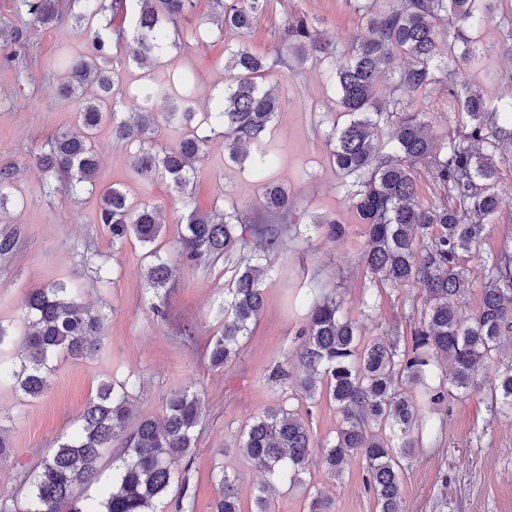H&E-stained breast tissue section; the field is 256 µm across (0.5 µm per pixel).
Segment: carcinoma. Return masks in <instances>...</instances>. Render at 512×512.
Masks as SVG:
<instances>
[{
  "mask_svg": "<svg viewBox=\"0 0 512 512\" xmlns=\"http://www.w3.org/2000/svg\"><path fill=\"white\" fill-rule=\"evenodd\" d=\"M196 2L71 0L62 12L57 0H16L22 25L0 31V65L5 68L17 67L20 50L43 27L67 18L79 25L97 23L90 27V54L62 58L66 77L58 91L82 98L76 115L80 132H59L37 155V165L50 189L58 182L65 193L75 195L96 187L99 160L93 135L110 107L114 117L133 114L131 121L112 122L113 138L129 147L133 170L161 175L187 196L210 141L206 132L220 129L228 158L249 163L262 181L266 212L291 224L296 206L288 188L267 178L276 161L268 143L279 100L264 82L290 50L300 65L310 57L327 63L334 104L349 116L327 133L330 160L338 171L356 178L351 201L366 226L364 265L380 283L418 287L425 304L411 344L402 348L396 338L361 343L358 323L343 313L336 295L312 302L299 332L304 375L295 385L311 398L317 384H325L337 404L340 426L321 448L328 474L341 476L348 458L359 454L379 512H404L402 475L421 449L420 411H441L454 392L472 391L487 379L492 407L512 414V365L492 373L488 366L501 336L512 331L511 247L492 257L478 309L468 316L462 307L470 282L460 257L480 251L486 228L496 218L501 152L503 145L512 144V74L502 77L507 92L496 101L485 98L475 84L455 80L456 70L479 59L473 32L491 7L481 5L483 0H393L375 13L364 5L363 31L343 53L321 38L306 16L290 17L282 30V48L271 55L255 53L243 43L225 49L228 83L204 112L192 111L187 100L150 80L129 96L118 79L122 61L113 50L130 38L131 60L153 69L169 47L184 40L182 22ZM213 2L216 25L243 38L268 0ZM129 14L127 28L122 20ZM397 55L407 60L396 80L401 97L382 103L379 81ZM436 89L447 92L461 120L442 144L426 133L427 112L413 105ZM160 116L183 121L192 131L172 146L160 144L155 139ZM421 168L443 191L434 203L418 201ZM98 223L108 226L114 242L133 236L151 245L163 230L156 207L132 202L114 186L101 193ZM240 224L234 209L190 211L178 240L179 255L192 262L204 255L232 254L244 244L237 235ZM150 257L145 279L157 295L168 283L171 267L157 250ZM227 292L224 329L208 344L213 368L232 360L264 308L262 283L253 266L237 271ZM76 295L64 282L30 291L24 348L17 356L0 355V376L14 380L31 397L48 388L53 357L81 358L100 348L103 320L78 303ZM133 386L101 384L75 433L49 449L28 477L25 512H156V502L173 481L171 464L195 448L202 398L191 388L175 391L166 398L161 421L144 418L130 431ZM116 446L120 453L112 483L91 502L82 491L98 480L103 454ZM239 447L256 469L294 487L304 484L314 444L304 420L277 404L249 424ZM221 482L224 495L214 512H240L242 487L227 473Z\"/></svg>",
  "mask_w": 512,
  "mask_h": 512,
  "instance_id": "cac0c4a2",
  "label": "carcinoma"
}]
</instances>
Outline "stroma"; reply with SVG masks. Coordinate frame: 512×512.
Wrapping results in <instances>:
<instances>
[{
    "label": "stroma",
    "instance_id": "35a3bbf8",
    "mask_svg": "<svg viewBox=\"0 0 512 512\" xmlns=\"http://www.w3.org/2000/svg\"><path fill=\"white\" fill-rule=\"evenodd\" d=\"M386 9L390 0H268L247 45L256 52L277 46L283 25L292 16H307L319 31L345 49L360 32L362 5ZM212 0H199L184 21L185 44L160 59L157 78L189 75L198 101H211L224 89V48L237 45L234 33H218L209 18ZM512 30V0H499L478 32L483 48L479 68L466 74L486 98L501 95L502 75L512 64L498 46ZM89 42L74 24H53L37 32L26 48L22 70L0 67V167L17 175L0 208V236L14 235L17 246L0 255V325L11 338L8 353H17L25 329L24 301L28 292L58 282L78 288L81 303L105 318L102 348L94 356L58 357L51 362L49 387L41 396L24 394L12 382L0 384V433L11 451L0 457V501L24 512L27 477L58 439L71 436L87 403L106 381L135 378L133 420L160 418L166 396L192 386L202 395V418L193 453L172 465L174 480L160 500L158 512H177L180 496L194 502V512H213L222 495L223 474L237 477L242 489L241 512H254L249 490L263 474L239 449L252 419L276 403L298 413L315 444L333 439L339 414L325 386L313 397L270 380L274 368L299 378L298 330L306 309L298 298L309 283L321 292H337L345 311L362 325L363 341L393 328L401 342L411 340L414 320L424 305L415 287L393 288L372 280L363 263L365 227L350 207L345 178L330 161L323 120L344 121L333 108L324 65L315 60L276 68L265 84L278 93L280 109L273 124L277 162L271 177L287 187L301 223L327 215L341 219L346 233L330 240L318 232L302 235L285 230L260 205L262 186L232 163L223 138L213 139L197 165L193 193L182 203L168 179L132 173L126 147L112 138V120L104 118L94 145L99 158L96 192L67 195L48 192L35 155L63 129L74 128L76 104L56 88L64 76L61 54H88ZM504 163L497 190L503 207L477 257L463 256L471 284L464 301L475 312L486 282L487 258L512 237V145H504ZM117 186L128 197L161 211L164 226L161 255L173 268L161 296L146 288L144 273L151 259L136 239L113 241L97 221L100 189ZM238 207L244 218L247 247L229 258H203L182 264L178 255L181 222L189 209L212 212L215 206ZM280 233L279 252L254 259L251 249L257 228ZM264 270L263 312L238 355L224 368H211L206 347L224 327V297L236 270L251 264ZM107 267L109 281L96 270ZM440 428L403 474L406 512H512V417L499 416L482 391L455 397L447 412L436 417ZM362 457L348 459L342 475L331 478L320 459H313L305 486L270 490L271 512H307L315 493L330 498L333 512H377L367 491Z\"/></svg>",
    "mask_w": 512,
    "mask_h": 512
}]
</instances>
